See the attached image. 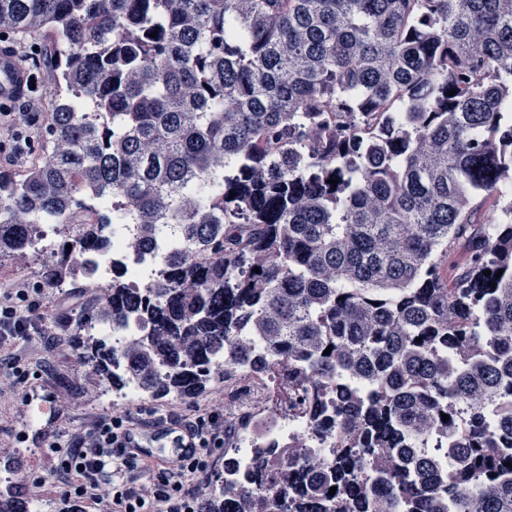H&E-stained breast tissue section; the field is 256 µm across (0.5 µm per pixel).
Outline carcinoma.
<instances>
[{
  "label": "carcinoma",
  "instance_id": "cac0c4a2",
  "mask_svg": "<svg viewBox=\"0 0 512 512\" xmlns=\"http://www.w3.org/2000/svg\"><path fill=\"white\" fill-rule=\"evenodd\" d=\"M1 24L59 56L40 163L0 170V252L82 228L50 252L59 288L113 216L142 244L173 231L162 278L108 286L112 316L153 326L129 370L195 400L224 367H260L334 437L321 469L259 450L201 512L229 493L271 512H512V0H0ZM93 191L112 206L83 223ZM101 306L64 345L119 388L115 346L86 333ZM436 432L450 479L416 451Z\"/></svg>",
  "mask_w": 512,
  "mask_h": 512
}]
</instances>
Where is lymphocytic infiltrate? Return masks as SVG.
<instances>
[{
  "instance_id": "obj_1",
  "label": "lymphocytic infiltrate",
  "mask_w": 512,
  "mask_h": 512,
  "mask_svg": "<svg viewBox=\"0 0 512 512\" xmlns=\"http://www.w3.org/2000/svg\"><path fill=\"white\" fill-rule=\"evenodd\" d=\"M13 113L12 107H0V136L9 139L8 145L0 144V161L11 164L25 152L20 127L31 129L45 122L49 116L48 103L41 96L28 97L20 114L23 124L19 127L4 122L5 117ZM42 295L39 288L0 294V339L27 343L42 335L39 312ZM125 424V418L103 416L96 419L91 428L67 433L65 438L51 442V472L64 496L89 505L92 512H155L159 505L168 512H197L199 499L192 485L199 456L167 468H150L145 461L127 457L122 449L116 448V438ZM146 476L154 486V497L150 500L142 498L137 487ZM102 483L112 489V498L106 504L93 495L94 489Z\"/></svg>"
}]
</instances>
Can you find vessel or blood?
Instances as JSON below:
<instances>
[{
	"label": "vessel or blood",
	"mask_w": 512,
	"mask_h": 512,
	"mask_svg": "<svg viewBox=\"0 0 512 512\" xmlns=\"http://www.w3.org/2000/svg\"><path fill=\"white\" fill-rule=\"evenodd\" d=\"M32 85V74L16 48L0 42V104L26 98ZM119 439L130 453L156 466L173 465L200 445L199 438L184 430L171 416L133 422Z\"/></svg>",
	"instance_id": "vessel-or-blood-1"
}]
</instances>
